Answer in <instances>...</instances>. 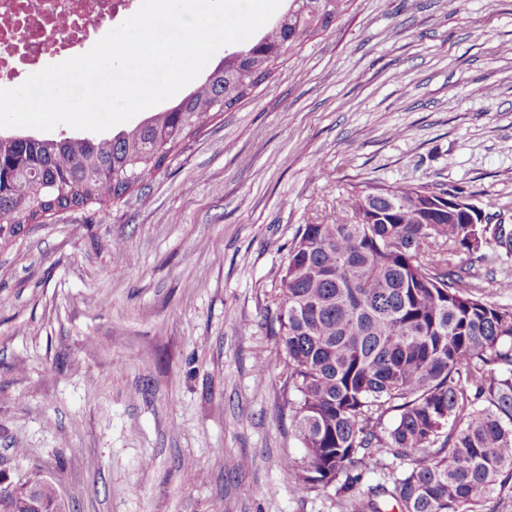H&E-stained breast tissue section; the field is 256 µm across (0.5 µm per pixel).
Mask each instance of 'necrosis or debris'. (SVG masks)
<instances>
[{
	"mask_svg": "<svg viewBox=\"0 0 512 512\" xmlns=\"http://www.w3.org/2000/svg\"><path fill=\"white\" fill-rule=\"evenodd\" d=\"M140 0H0V87L86 53L96 23H122Z\"/></svg>",
	"mask_w": 512,
	"mask_h": 512,
	"instance_id": "obj_1",
	"label": "necrosis or debris"
}]
</instances>
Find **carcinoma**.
<instances>
[{
  "mask_svg": "<svg viewBox=\"0 0 512 512\" xmlns=\"http://www.w3.org/2000/svg\"><path fill=\"white\" fill-rule=\"evenodd\" d=\"M349 0H289L262 34L224 51L185 96L107 136L0 129V240L47 213L101 207L147 185L248 76L306 41ZM427 185L352 191L327 224H301L278 284L272 330L304 455L282 468L305 491L336 487L349 512H499L512 501V308L482 300L454 261L512 236L448 207ZM397 412L379 431L382 417ZM391 461L366 492L364 473Z\"/></svg>",
  "mask_w": 512,
  "mask_h": 512,
  "instance_id": "cac0c4a2",
  "label": "carcinoma"
}]
</instances>
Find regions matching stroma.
<instances>
[{"label": "stroma", "mask_w": 512, "mask_h": 512, "mask_svg": "<svg viewBox=\"0 0 512 512\" xmlns=\"http://www.w3.org/2000/svg\"><path fill=\"white\" fill-rule=\"evenodd\" d=\"M509 44L512 0H352L147 189L0 244V470L66 512H347L281 467L288 247L368 184L458 190L512 232ZM483 252L476 293L512 308V252Z\"/></svg>", "instance_id": "stroma-1"}]
</instances>
